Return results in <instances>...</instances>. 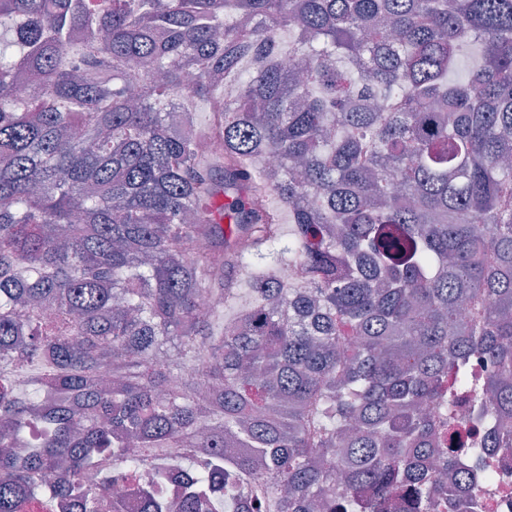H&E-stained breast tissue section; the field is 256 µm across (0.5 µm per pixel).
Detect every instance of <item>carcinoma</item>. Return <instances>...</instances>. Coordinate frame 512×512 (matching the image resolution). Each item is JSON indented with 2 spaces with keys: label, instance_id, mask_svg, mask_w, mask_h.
<instances>
[{
  "label": "carcinoma",
  "instance_id": "1",
  "mask_svg": "<svg viewBox=\"0 0 512 512\" xmlns=\"http://www.w3.org/2000/svg\"><path fill=\"white\" fill-rule=\"evenodd\" d=\"M17 17L0 512H123V481L142 512H482L512 448V0Z\"/></svg>",
  "mask_w": 512,
  "mask_h": 512
}]
</instances>
